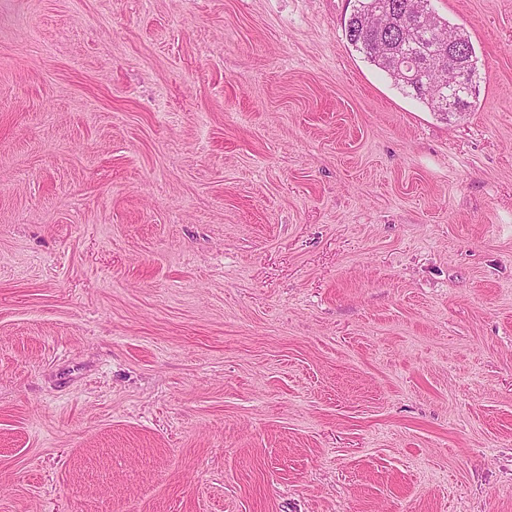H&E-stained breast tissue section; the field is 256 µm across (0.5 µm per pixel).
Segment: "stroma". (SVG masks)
<instances>
[{
  "label": "stroma",
  "mask_w": 512,
  "mask_h": 512,
  "mask_svg": "<svg viewBox=\"0 0 512 512\" xmlns=\"http://www.w3.org/2000/svg\"><path fill=\"white\" fill-rule=\"evenodd\" d=\"M0 0V512H512V0ZM357 5L344 23L348 42L363 53L372 65L384 71L403 91L424 103L432 112L448 115L443 101L451 102L454 94L464 84L463 72L456 70L448 93L439 83L448 79V64L444 42L448 28L457 40L470 47V53L458 58L462 44L448 43V62L456 60L471 76V90L460 98L453 112H468L476 106L479 85L478 57L468 32L448 20L429 15L431 30L423 29V12L428 10V0H355ZM383 17L386 31L376 28L375 21ZM459 45V47H458ZM458 52V54H457Z\"/></svg>",
  "instance_id": "stroma-1"
}]
</instances>
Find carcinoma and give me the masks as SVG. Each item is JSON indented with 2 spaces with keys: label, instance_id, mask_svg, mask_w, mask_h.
Segmentation results:
<instances>
[{
  "label": "carcinoma",
  "instance_id": "obj_1",
  "mask_svg": "<svg viewBox=\"0 0 512 512\" xmlns=\"http://www.w3.org/2000/svg\"><path fill=\"white\" fill-rule=\"evenodd\" d=\"M344 23L348 42L372 65L384 71L394 84L424 103L431 111L448 113L443 101L448 94L439 83L448 79L444 42L448 32L470 47L458 58L471 76V90L458 101L456 111L476 106L478 57L468 32L441 17L429 16L431 30L423 29L428 0H356Z\"/></svg>",
  "mask_w": 512,
  "mask_h": 512
}]
</instances>
